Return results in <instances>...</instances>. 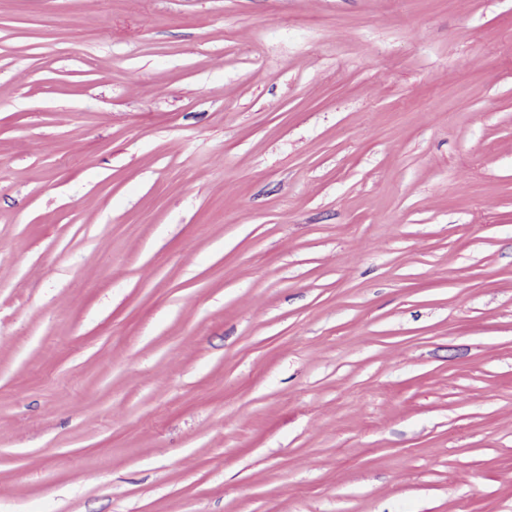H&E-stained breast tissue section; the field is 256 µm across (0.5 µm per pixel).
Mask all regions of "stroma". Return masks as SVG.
<instances>
[{
	"mask_svg": "<svg viewBox=\"0 0 512 512\" xmlns=\"http://www.w3.org/2000/svg\"><path fill=\"white\" fill-rule=\"evenodd\" d=\"M0 512H512V0H0Z\"/></svg>",
	"mask_w": 512,
	"mask_h": 512,
	"instance_id": "1",
	"label": "stroma"
}]
</instances>
